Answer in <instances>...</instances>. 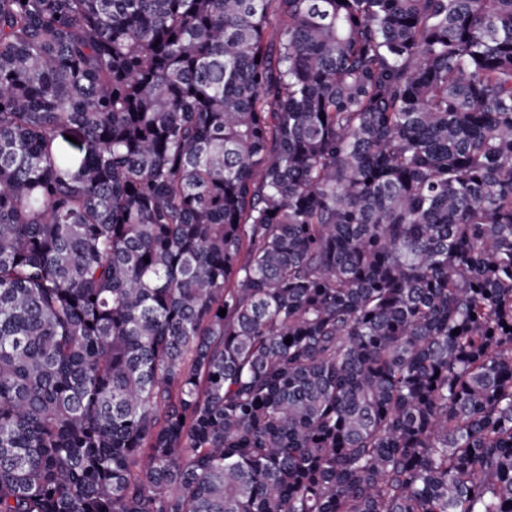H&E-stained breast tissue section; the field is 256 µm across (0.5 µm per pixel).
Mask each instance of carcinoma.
<instances>
[{
	"instance_id": "carcinoma-1",
	"label": "carcinoma",
	"mask_w": 512,
	"mask_h": 512,
	"mask_svg": "<svg viewBox=\"0 0 512 512\" xmlns=\"http://www.w3.org/2000/svg\"><path fill=\"white\" fill-rule=\"evenodd\" d=\"M0 512H512V0H0Z\"/></svg>"
}]
</instances>
